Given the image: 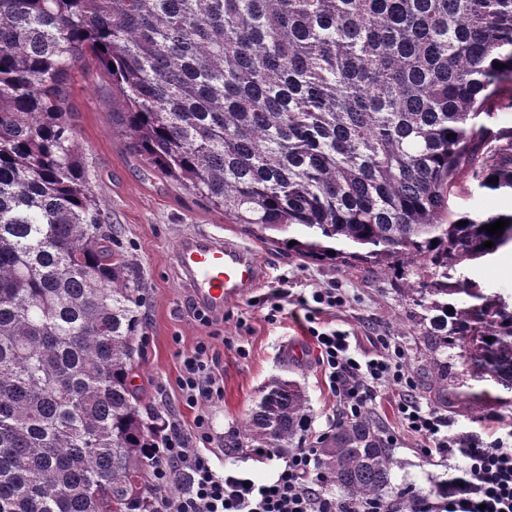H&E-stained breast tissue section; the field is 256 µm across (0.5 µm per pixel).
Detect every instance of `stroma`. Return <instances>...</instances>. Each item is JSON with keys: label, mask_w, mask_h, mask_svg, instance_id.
<instances>
[{"label": "stroma", "mask_w": 512, "mask_h": 512, "mask_svg": "<svg viewBox=\"0 0 512 512\" xmlns=\"http://www.w3.org/2000/svg\"><path fill=\"white\" fill-rule=\"evenodd\" d=\"M70 102L75 113L78 154L88 171L90 186L108 209L113 226L119 229V241L138 258L143 271L147 301L131 384L142 405L159 411L162 417L173 415L189 426L196 414L208 415L215 436L212 460L217 468L246 471L260 482L273 474L275 462L256 461L246 449L227 444L260 403L272 380L292 379L304 388L313 414V434L330 432L342 416L317 362L315 345L304 330V319L290 316L274 324L264 319L262 301L278 288L281 278H288L291 288L298 292L337 283L348 294L350 305L330 315L332 325L354 334L364 350L369 349L371 336L398 337L409 350L414 377H421L423 346L418 329L404 321L407 306L397 291L394 275L302 262L284 247L246 234L241 225L225 220L223 212L207 201L149 168L131 150L121 128L112 122L113 112L120 108L119 98L103 72L76 74ZM452 205L484 216L511 213L512 190L492 192L469 184L453 197ZM203 231H220L251 246L265 272L263 283L250 298L226 305L223 319L209 325L190 313V295L174 260L181 240ZM459 271L485 292L500 294L512 305L511 246L482 260L464 263ZM202 341L210 346L224 380V394L219 400L191 408L183 402L178 386L180 356ZM482 388L481 382L459 377L451 402L444 409L451 421L479 435L485 434L489 418L512 423V406H491L483 417L472 416V396ZM396 398L394 390L378 388L369 416L381 435L399 440L394 451L403 464L398 484L423 495L428 493L431 480L459 475L466 460L458 453L433 459L416 453L415 440L397 418Z\"/></svg>", "instance_id": "stroma-1"}]
</instances>
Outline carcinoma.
<instances>
[{
  "mask_svg": "<svg viewBox=\"0 0 512 512\" xmlns=\"http://www.w3.org/2000/svg\"><path fill=\"white\" fill-rule=\"evenodd\" d=\"M92 66L150 168L265 243L294 233L303 261L396 275L438 404L456 357L512 392V307L457 274L512 244V213L449 207L467 181L512 189V127L490 123L512 109V0H0V512H152L142 449L162 427L129 382L144 280L69 103ZM511 403L482 390L473 409ZM311 422L276 379L232 443L297 448ZM318 448L340 494L392 492L370 418Z\"/></svg>",
  "mask_w": 512,
  "mask_h": 512,
  "instance_id": "cac0c4a2",
  "label": "carcinoma"
}]
</instances>
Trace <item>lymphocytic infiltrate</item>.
<instances>
[{
	"instance_id": "obj_1",
	"label": "lymphocytic infiltrate",
	"mask_w": 512,
	"mask_h": 512,
	"mask_svg": "<svg viewBox=\"0 0 512 512\" xmlns=\"http://www.w3.org/2000/svg\"><path fill=\"white\" fill-rule=\"evenodd\" d=\"M347 303V293L333 285L307 294L280 287L265 301V318L276 323L286 305L300 306L320 351L328 387L344 416L365 417L379 387L399 389L398 418L403 430L418 441L420 455L461 452L467 460L470 489L354 501L326 488L320 456L311 443L285 456L274 448L263 449L262 458L277 456L281 463L272 479L259 484L247 474L215 467L202 449L213 441L208 416L197 415L189 431L172 416L161 442L144 451L155 490L153 512H512V426L500 425L487 441L454 428L437 408L415 396L410 356L397 338L376 336L374 353L366 355L352 348L349 332L322 321V314ZM179 389L190 407L222 397L224 387L207 343L181 354Z\"/></svg>"
}]
</instances>
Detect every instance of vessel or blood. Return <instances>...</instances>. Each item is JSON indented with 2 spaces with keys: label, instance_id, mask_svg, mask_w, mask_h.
I'll return each mask as SVG.
<instances>
[{
  "label": "vessel or blood",
  "instance_id": "1",
  "mask_svg": "<svg viewBox=\"0 0 512 512\" xmlns=\"http://www.w3.org/2000/svg\"><path fill=\"white\" fill-rule=\"evenodd\" d=\"M175 262L197 306L213 314L248 297L263 280L252 248L216 233L186 236Z\"/></svg>",
  "mask_w": 512,
  "mask_h": 512
}]
</instances>
